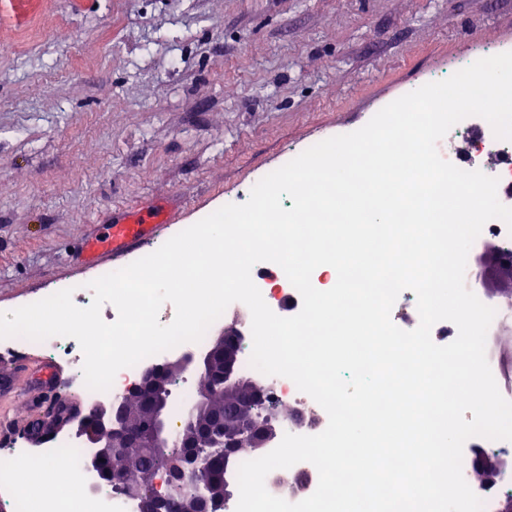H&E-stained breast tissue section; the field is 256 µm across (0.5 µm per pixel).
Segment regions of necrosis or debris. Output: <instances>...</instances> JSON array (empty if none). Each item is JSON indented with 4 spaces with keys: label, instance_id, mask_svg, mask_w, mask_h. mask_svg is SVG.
Masks as SVG:
<instances>
[{
    "label": "necrosis or debris",
    "instance_id": "1",
    "mask_svg": "<svg viewBox=\"0 0 512 512\" xmlns=\"http://www.w3.org/2000/svg\"><path fill=\"white\" fill-rule=\"evenodd\" d=\"M251 276L260 289L264 299H277L279 307L288 310L289 314H298L302 307L299 292L293 287L284 271L275 263L267 262L253 267ZM0 348H6L19 353L40 349L50 361L60 359L71 363L75 369L83 367V353L78 342L70 337L54 336L35 342L22 337L0 339ZM171 356L170 351L147 357L145 363L121 369L119 380L105 392L89 389L82 392V405L85 412H93L95 406L102 400L118 401L128 395L132 386L137 383L145 366H159ZM269 390L282 403H290L306 408L312 415L310 423L293 427L296 435H316L325 430L328 416L325 410L309 395L298 390L294 382L281 376L269 379ZM88 449L82 448L75 435L59 434L46 441L41 450L44 461L55 464L63 473L78 475L86 488L84 494L83 512H140L138 500L113 492L95 494L90 492L91 475L85 474V460ZM0 512H69L64 494L53 497H23L16 491V480L13 474L0 473Z\"/></svg>",
    "mask_w": 512,
    "mask_h": 512
}]
</instances>
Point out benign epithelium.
Listing matches in <instances>:
<instances>
[{
  "instance_id": "7a95c632",
  "label": "benign epithelium",
  "mask_w": 512,
  "mask_h": 512,
  "mask_svg": "<svg viewBox=\"0 0 512 512\" xmlns=\"http://www.w3.org/2000/svg\"><path fill=\"white\" fill-rule=\"evenodd\" d=\"M479 279L488 297L502 294L512 288L501 273L512 261L485 250L478 258ZM243 344L237 328H226L205 351L188 350L165 365L146 370L141 381L132 389L141 409V423L127 425L128 408L123 401H107L99 405L92 420H84L78 435L84 447L93 449L86 467L96 473L98 482L91 490L103 487L118 488L130 498L147 494V512H222L224 497L211 492L214 477L200 461L197 449L222 441L224 461L232 458L237 448L249 443L262 448L279 434V423L259 422L253 409L264 399V394L251 382L236 375V365ZM189 370L199 372L200 384L196 400L188 411L191 431L174 436L170 419L173 408V385L179 376ZM237 396L234 404L222 415L210 413L217 391ZM133 448H146L152 453L168 448L176 452L167 468L166 483L178 489V494L161 493L155 488V474L142 473L130 481L124 473L112 469V459L127 454Z\"/></svg>"
}]
</instances>
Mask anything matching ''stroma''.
<instances>
[{
  "label": "stroma",
  "mask_w": 512,
  "mask_h": 512,
  "mask_svg": "<svg viewBox=\"0 0 512 512\" xmlns=\"http://www.w3.org/2000/svg\"><path fill=\"white\" fill-rule=\"evenodd\" d=\"M487 46L512 0H0V312L85 307L112 216L174 236Z\"/></svg>",
  "instance_id": "stroma-1"
}]
</instances>
